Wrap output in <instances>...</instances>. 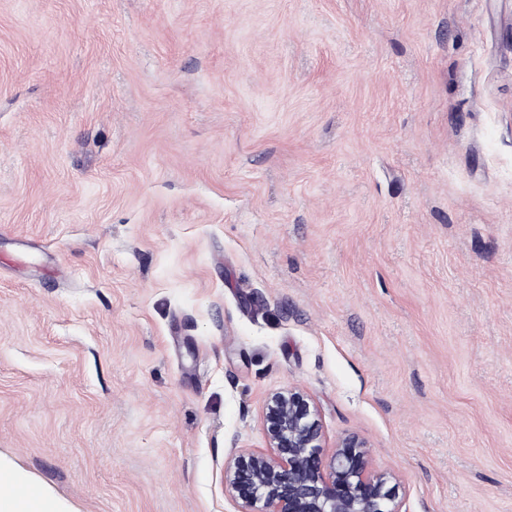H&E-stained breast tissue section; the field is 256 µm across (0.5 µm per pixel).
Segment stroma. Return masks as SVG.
<instances>
[{
  "instance_id": "stroma-1",
  "label": "stroma",
  "mask_w": 512,
  "mask_h": 512,
  "mask_svg": "<svg viewBox=\"0 0 512 512\" xmlns=\"http://www.w3.org/2000/svg\"><path fill=\"white\" fill-rule=\"evenodd\" d=\"M287 387L512 512V0H0V482L235 512Z\"/></svg>"
}]
</instances>
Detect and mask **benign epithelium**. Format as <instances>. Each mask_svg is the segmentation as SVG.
Returning a JSON list of instances; mask_svg holds the SVG:
<instances>
[{
    "label": "benign epithelium",
    "mask_w": 512,
    "mask_h": 512,
    "mask_svg": "<svg viewBox=\"0 0 512 512\" xmlns=\"http://www.w3.org/2000/svg\"><path fill=\"white\" fill-rule=\"evenodd\" d=\"M266 453L241 452L224 463V491L237 512H403L388 487L393 476L377 470L355 437L324 459L319 412L299 388L265 400Z\"/></svg>",
    "instance_id": "obj_1"
}]
</instances>
